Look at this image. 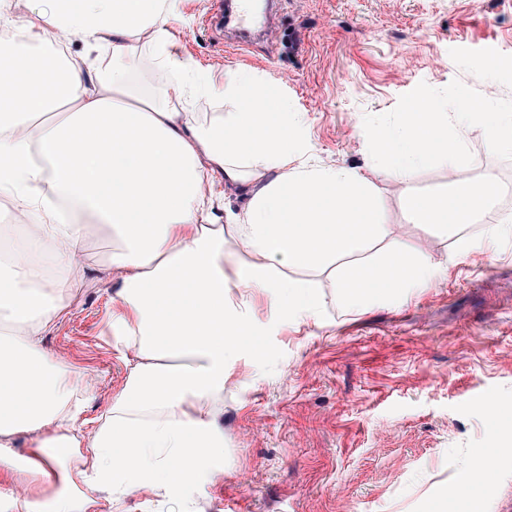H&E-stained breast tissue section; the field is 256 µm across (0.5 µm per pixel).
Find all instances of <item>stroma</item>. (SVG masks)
Listing matches in <instances>:
<instances>
[{
  "instance_id": "1",
  "label": "stroma",
  "mask_w": 512,
  "mask_h": 512,
  "mask_svg": "<svg viewBox=\"0 0 512 512\" xmlns=\"http://www.w3.org/2000/svg\"><path fill=\"white\" fill-rule=\"evenodd\" d=\"M169 2L180 59L214 85L240 69L287 96L306 122L302 149L321 165L359 170L394 236L443 267L432 286L363 311L344 307L332 276L318 275L316 322H286L255 298L254 351L224 386V472L186 488V512H512V435L490 422L512 409V240L457 258L451 239L405 219L413 195L487 172L512 182V154L483 126L452 125L460 164L436 162L400 182L373 152L423 98L441 97L452 112H512V0H282L273 38L231 53L205 22L209 0ZM133 46L131 83L162 86L145 38ZM482 62L493 65L484 82L473 77ZM112 296L94 282L75 289L70 315L43 338L97 379L86 420L126 384ZM492 452L485 483L444 500Z\"/></svg>"
}]
</instances>
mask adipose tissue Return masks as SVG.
<instances>
[{
	"mask_svg": "<svg viewBox=\"0 0 512 512\" xmlns=\"http://www.w3.org/2000/svg\"><path fill=\"white\" fill-rule=\"evenodd\" d=\"M170 18L164 0H43L9 19L15 38H0V210L29 218L17 227L15 272L0 277V314L20 332L0 348V476L13 482L17 512H91L139 488L173 502L213 470L224 458L218 403L228 366L255 336L243 312L254 295L285 320L314 321L315 272L338 269L342 303L361 311L430 287L441 271L391 236L359 171L301 161L304 120L287 98L236 70L218 90L188 76ZM138 34L169 75L147 93L131 88L124 63ZM74 38L81 49L65 59L47 50ZM213 91L234 110L195 124L189 97ZM452 121L485 126L512 152L511 113H447L424 100L376 140L388 174L406 182L433 162H457ZM219 182L247 199L224 224L213 217ZM495 183L488 173L412 196L407 219L448 235L460 255L511 240L506 218L486 225L481 241L463 233L490 213ZM94 221L116 238L100 274L116 288L112 331L134 355L123 391L87 430L78 417L97 381L49 356L42 338L87 279L80 258ZM232 241L250 264L229 263ZM373 243L385 247L376 259L365 255ZM49 265L59 277H47ZM21 436L28 451L19 458Z\"/></svg>",
	"mask_w": 512,
	"mask_h": 512,
	"instance_id": "1",
	"label": "adipose tissue"
}]
</instances>
